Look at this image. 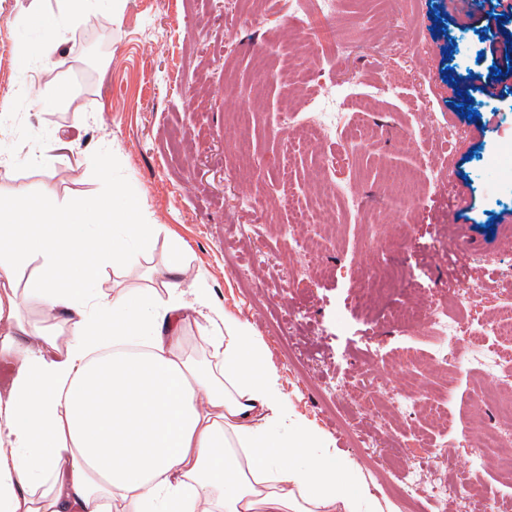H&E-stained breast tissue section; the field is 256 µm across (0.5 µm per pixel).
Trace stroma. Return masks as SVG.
<instances>
[{
    "instance_id": "1",
    "label": "stroma",
    "mask_w": 512,
    "mask_h": 512,
    "mask_svg": "<svg viewBox=\"0 0 512 512\" xmlns=\"http://www.w3.org/2000/svg\"><path fill=\"white\" fill-rule=\"evenodd\" d=\"M62 7L0 0V200L62 205L122 183L163 230L103 292L144 285L169 240L183 241L212 306L255 326L294 410L380 501L468 512L448 469L470 466L484 433L512 444V417L478 397L494 387L482 353L459 339L436 355L422 316L447 310L454 279L484 282L471 322L512 303V96L493 109L466 82L486 65L459 0H341L331 17L317 0H127L68 32L48 66L19 72L37 15ZM58 85L68 106L46 108ZM330 93L369 133L324 143L349 159L322 169L306 122ZM452 123L461 136L447 137ZM426 166L436 184L412 224L384 191ZM321 182L347 187L332 226L313 208ZM310 239L319 251L301 249ZM390 266L402 276L363 302L362 285ZM408 474L421 482L411 499L396 490Z\"/></svg>"
}]
</instances>
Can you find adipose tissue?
<instances>
[{
    "label": "adipose tissue",
    "mask_w": 512,
    "mask_h": 512,
    "mask_svg": "<svg viewBox=\"0 0 512 512\" xmlns=\"http://www.w3.org/2000/svg\"><path fill=\"white\" fill-rule=\"evenodd\" d=\"M64 2L38 17L21 69L91 20L95 0ZM158 231L118 182L62 208L0 205V362L15 368L0 397V512H399L291 411L276 369L260 367L262 336L211 305L181 242L147 285L99 293ZM30 299L65 334L27 321ZM192 324L213 362L183 353Z\"/></svg>",
    "instance_id": "1"
}]
</instances>
